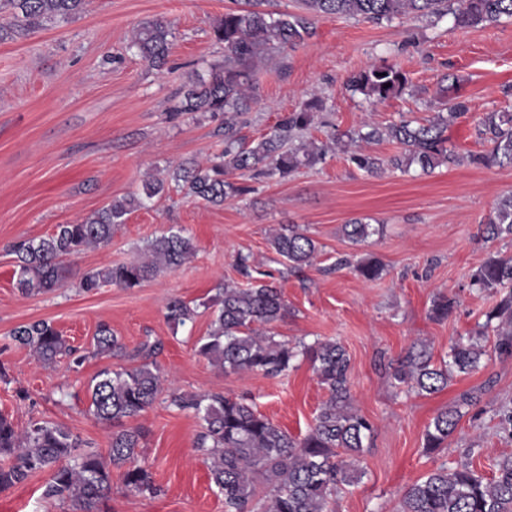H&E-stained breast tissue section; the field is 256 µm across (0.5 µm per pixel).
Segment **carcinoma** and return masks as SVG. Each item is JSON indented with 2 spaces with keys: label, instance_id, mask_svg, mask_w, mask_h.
<instances>
[{
  "label": "carcinoma",
  "instance_id": "1",
  "mask_svg": "<svg viewBox=\"0 0 512 512\" xmlns=\"http://www.w3.org/2000/svg\"><path fill=\"white\" fill-rule=\"evenodd\" d=\"M306 13L321 16L361 18L388 22L414 16H443L453 13L461 26H475L512 19V0H301ZM262 0H248L247 7L224 13L214 29L224 43V67L211 71L209 79L192 82L184 91L179 112L224 113V151L209 165L186 161L174 171L185 194L212 206L224 205L230 197L253 191L246 182L224 178L231 167L250 180L279 175L285 178L301 167H311L325 159L328 147L311 141L299 148L288 142L312 127L313 111L319 101H306L296 112L285 115L267 134L250 146L241 142L236 116L249 109L252 72L260 46L276 42L294 48L310 35L307 18L288 12L276 15L260 9ZM86 0H0V38L23 36L47 20H67L81 13ZM171 31L162 20L140 25L130 46L155 67L165 64L170 52ZM406 77L395 66L372 65L350 79V87L374 102L397 96ZM447 113H438L422 123L400 119L381 132L372 128L346 134L349 142L372 143L388 139L402 151L379 157L363 151L350 153L349 161L370 175L385 171L407 172L417 165L424 174L461 161L446 146L444 132L465 114L462 101L448 97ZM478 137L490 149L471 154L473 164L512 165V112H486L478 121ZM164 190L160 180L143 185V195H131L103 208L76 224H59L54 233L39 239H23L11 246L16 257V284L26 295L52 292L63 287L69 274L66 260L91 246L106 244L112 227L124 223L129 212L144 205ZM377 228L360 218L343 225V233L353 243H361ZM488 241H512V192L500 198L484 222ZM271 246L283 258L288 270L308 265L318 252L316 242L294 226L283 227L271 239ZM150 260L105 266L86 273L81 288L92 292L105 285L131 289L149 277L185 264L196 252L192 238L181 230H169L148 245ZM236 265L248 279L247 285L226 284L203 304L213 310L208 335L196 342L197 354L222 371L261 372L267 376L286 374L298 355L305 356L313 372L328 391L314 425L301 438L289 435L244 401L229 396L174 393L171 404L192 408L204 422L195 448L210 461V475L224 496V512H255L253 502L265 491L263 512H332L329 504L345 485L357 479L355 463L373 431L370 422L355 410L350 394V359L338 342L292 345L275 339L272 329L288 315V305L276 283L251 273L249 257L239 254ZM367 280L378 278L382 266L368 258L356 266ZM470 287L491 294L505 292L488 311L479 335L496 336L494 350L512 357V256H490L470 276ZM456 298L440 294L432 302L430 315L448 318ZM166 318L176 326L191 322L197 308L178 297L167 300ZM12 338L29 348L45 364L75 354V349L49 321L23 324ZM153 348L143 345L132 355L141 359L135 366L102 370L92 386L89 412L93 418L112 426L108 457L87 449V443L60 425L35 422L19 431L0 414V491L25 483L29 477L52 470V481L43 491L47 500L71 502L77 512H102L111 490L112 469L122 470L125 486L132 492L154 497L160 492L148 469L138 463L137 448L143 433L127 421L140 416L155 402L161 391ZM95 356H124L125 346L112 328L98 325L94 336ZM486 355L483 346L459 341L450 348L449 360L439 366L432 362L427 343L413 344L394 369V380L409 391L437 393L446 387L453 373H471ZM478 395L466 393L460 403L440 410L425 432V448L435 451L448 444L461 417L460 406L471 405ZM399 512H512V456L493 465L487 477L464 464L441 467L408 487L400 500Z\"/></svg>",
  "mask_w": 512,
  "mask_h": 512
}]
</instances>
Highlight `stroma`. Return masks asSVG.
Returning a JSON list of instances; mask_svg holds the SVG:
<instances>
[{"label":"stroma","mask_w":512,"mask_h":512,"mask_svg":"<svg viewBox=\"0 0 512 512\" xmlns=\"http://www.w3.org/2000/svg\"><path fill=\"white\" fill-rule=\"evenodd\" d=\"M237 6V0H89L75 18L0 39V370L6 373L0 413L20 430L36 421L64 426L107 454L111 430L88 411L93 380L103 369L131 367L130 353L154 344L163 389L135 424L144 432L139 461L161 493H132L116 472L106 506L109 512H224V497L195 448L202 422L172 406L171 393L245 398L299 437L327 398L305 360L269 378L226 373L196 354L211 323L200 304L219 284L240 282L234 260L242 253L256 270L275 274L288 304L287 318L275 328L278 340L335 341L350 357L353 404L373 433L359 457L358 480L337 495L333 512H397L404 491L441 467L469 464L491 474L495 460L512 456V436L499 428L502 412L512 408V357L493 353L494 336L479 337L486 350L479 369L454 374L441 392L417 394L397 386L390 372L415 341H428L439 360L453 343L477 337L496 298L471 289L470 275L493 254L512 255L511 243L480 234L498 199L512 192V166L469 161L484 149L479 117L512 105L503 95L512 88V19L461 27L450 14L379 24L317 17L312 36L295 49L266 45L241 129L246 141L315 97L322 107L311 136L319 143L365 126L384 128L402 114L432 118L443 108L439 81L448 73L457 76L455 95L469 107L446 132L463 161L428 175L414 166L372 176L337 148L313 167L263 179L254 193L212 206L186 196L171 175L180 162L210 160L223 150L224 116L177 106L191 79L223 66L224 47L213 30ZM156 19L172 29L171 55L161 68L127 50L134 30ZM383 61L406 74L401 94L373 103L350 90L354 75ZM152 178L164 179V191L115 225L106 245L69 258L62 288L21 294L13 242L50 235L57 225L141 192ZM354 218L383 230L352 243L342 227ZM288 224L319 245L312 263L292 273L269 243ZM179 228L196 246L189 263L130 290L81 288L83 274L143 259L152 239ZM371 257L383 271L366 280L354 265ZM440 294L456 297L458 305L438 322L429 309ZM173 296L199 306L193 323L167 322L165 303ZM40 319L84 354L82 364L64 357L45 366L13 340L16 327ZM102 322L125 345V356H92ZM470 390L480 398L462 408L447 448L426 452L424 434L434 416ZM50 476L44 470L0 491V512H73L70 503L43 499Z\"/></svg>","instance_id":"obj_1"}]
</instances>
